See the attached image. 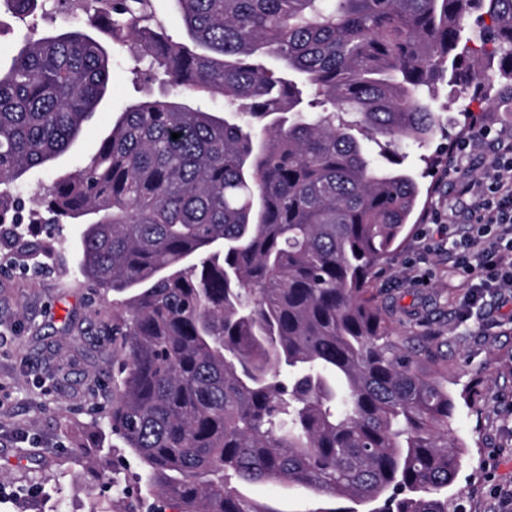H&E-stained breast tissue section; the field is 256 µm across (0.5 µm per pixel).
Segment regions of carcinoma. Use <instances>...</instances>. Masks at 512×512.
Masks as SVG:
<instances>
[{"label":"carcinoma","instance_id":"1","mask_svg":"<svg viewBox=\"0 0 512 512\" xmlns=\"http://www.w3.org/2000/svg\"><path fill=\"white\" fill-rule=\"evenodd\" d=\"M62 2L0 6L25 19ZM156 2L69 0L71 19L0 67V224L20 222L9 187L75 145L114 47L135 44L168 87L38 201L84 225L79 269L118 296L112 431L182 512H272L243 492L262 482L462 512L445 494L455 404L371 291L420 197L379 139L429 142L435 84L478 67L477 44L512 96V0H165L183 40Z\"/></svg>","mask_w":512,"mask_h":512}]
</instances>
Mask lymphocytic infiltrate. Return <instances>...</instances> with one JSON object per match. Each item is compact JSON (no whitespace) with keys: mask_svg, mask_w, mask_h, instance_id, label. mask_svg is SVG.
I'll return each mask as SVG.
<instances>
[{"mask_svg":"<svg viewBox=\"0 0 512 512\" xmlns=\"http://www.w3.org/2000/svg\"><path fill=\"white\" fill-rule=\"evenodd\" d=\"M488 138L496 146L488 156L487 176L476 182L464 173L457 184L467 223L448 229L456 249L454 268L470 284L471 306L486 292L512 289V133L493 135L487 128L475 129L457 150L466 152Z\"/></svg>","mask_w":512,"mask_h":512,"instance_id":"lymphocytic-infiltrate-1","label":"lymphocytic infiltrate"}]
</instances>
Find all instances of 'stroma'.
<instances>
[{"mask_svg": "<svg viewBox=\"0 0 512 512\" xmlns=\"http://www.w3.org/2000/svg\"><path fill=\"white\" fill-rule=\"evenodd\" d=\"M108 97L69 153L30 171L18 188L23 209L58 173L76 169L132 101L163 95L134 84L118 51ZM412 150L405 166L424 190L405 244L377 270L373 294L412 347L431 346L424 368L456 403L453 436L462 466L451 488L465 512H512V299L484 297L462 320L466 280L428 216L457 197V176L426 170ZM82 227L38 224L0 255V512H178L141 478L143 465L113 434L108 414L118 355L111 297L97 295L77 266ZM274 512H316L301 488L246 487Z\"/></svg>", "mask_w": 512, "mask_h": 512, "instance_id": "stroma-1", "label": "stroma"}]
</instances>
